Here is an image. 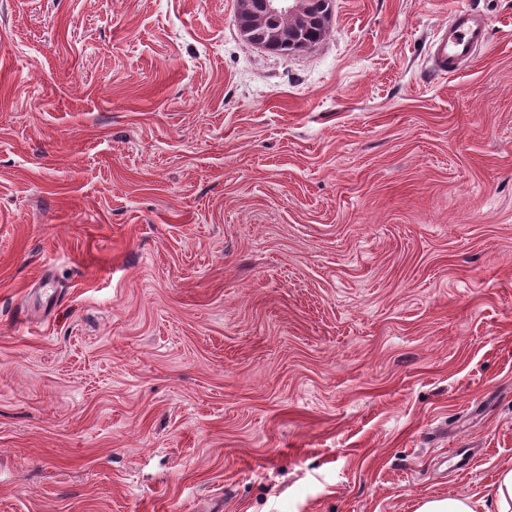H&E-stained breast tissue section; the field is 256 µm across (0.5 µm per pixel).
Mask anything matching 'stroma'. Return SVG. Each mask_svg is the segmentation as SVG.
<instances>
[{
  "instance_id": "1",
  "label": "stroma",
  "mask_w": 512,
  "mask_h": 512,
  "mask_svg": "<svg viewBox=\"0 0 512 512\" xmlns=\"http://www.w3.org/2000/svg\"><path fill=\"white\" fill-rule=\"evenodd\" d=\"M236 13L0 0V512H491L512 0H334L290 56ZM486 24L482 16L469 10H455L448 25L441 27L429 45V62L433 71L446 75L471 60L478 46L486 41ZM418 512H475V508L471 498L458 493L448 497L427 499L421 504Z\"/></svg>"
}]
</instances>
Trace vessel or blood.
<instances>
[{
  "label": "vessel or blood",
  "instance_id": "1",
  "mask_svg": "<svg viewBox=\"0 0 512 512\" xmlns=\"http://www.w3.org/2000/svg\"><path fill=\"white\" fill-rule=\"evenodd\" d=\"M486 40V24L482 16L468 10H457L447 26L441 27L429 45V62L433 71L446 75L471 60L478 46Z\"/></svg>",
  "mask_w": 512,
  "mask_h": 512
}]
</instances>
